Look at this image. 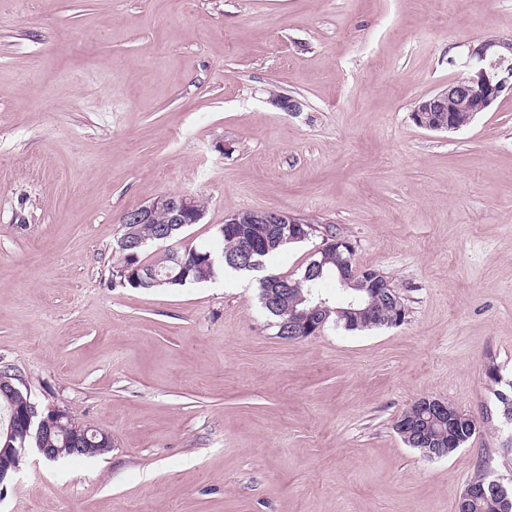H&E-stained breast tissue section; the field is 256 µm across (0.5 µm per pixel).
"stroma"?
<instances>
[{
    "label": "stroma",
    "mask_w": 512,
    "mask_h": 512,
    "mask_svg": "<svg viewBox=\"0 0 512 512\" xmlns=\"http://www.w3.org/2000/svg\"><path fill=\"white\" fill-rule=\"evenodd\" d=\"M512 36V0H0V366L109 452L26 449L0 512H455L479 464L512 483V96L455 132L414 124ZM302 104L290 112L275 97ZM200 198L334 225L406 318L281 338L259 273L112 283L127 211ZM477 430L429 459L418 399Z\"/></svg>",
    "instance_id": "1"
}]
</instances>
